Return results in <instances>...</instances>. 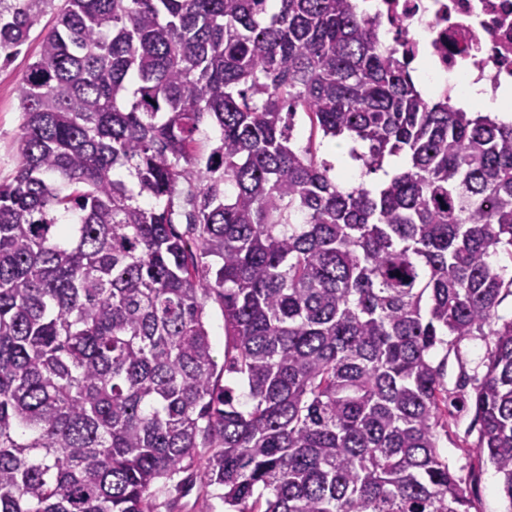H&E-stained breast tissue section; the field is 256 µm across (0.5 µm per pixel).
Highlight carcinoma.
Segmentation results:
<instances>
[{"label": "carcinoma", "instance_id": "1", "mask_svg": "<svg viewBox=\"0 0 512 512\" xmlns=\"http://www.w3.org/2000/svg\"><path fill=\"white\" fill-rule=\"evenodd\" d=\"M269 2L65 0L27 67L0 512H178L193 489L198 512H470L433 353L486 335L474 451L512 506V122L424 93L357 0ZM53 3L0 0L1 64ZM299 110L366 172L407 167L344 188L290 145ZM206 323L213 346V356L217 362L219 372L220 367L224 364L226 337L223 308L214 298L209 299L206 305Z\"/></svg>", "mask_w": 512, "mask_h": 512}]
</instances>
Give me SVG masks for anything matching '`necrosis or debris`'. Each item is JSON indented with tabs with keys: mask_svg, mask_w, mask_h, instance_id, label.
Listing matches in <instances>:
<instances>
[{
	"mask_svg": "<svg viewBox=\"0 0 512 512\" xmlns=\"http://www.w3.org/2000/svg\"><path fill=\"white\" fill-rule=\"evenodd\" d=\"M384 47L426 59L422 84L456 93L479 76L512 82V0H359Z\"/></svg>",
	"mask_w": 512,
	"mask_h": 512,
	"instance_id": "1",
	"label": "necrosis or debris"
}]
</instances>
